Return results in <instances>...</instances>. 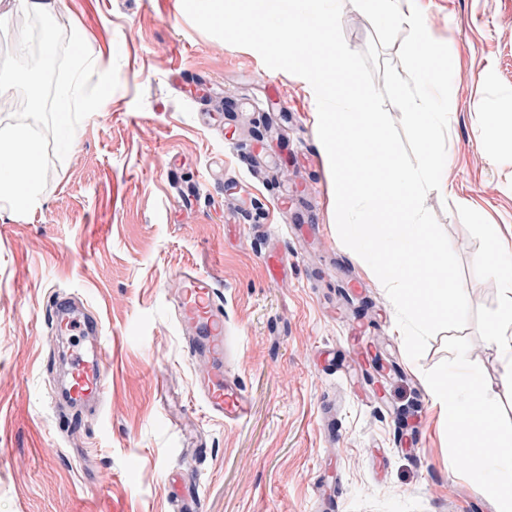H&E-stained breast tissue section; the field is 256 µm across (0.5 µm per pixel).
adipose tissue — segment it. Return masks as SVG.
<instances>
[{
	"label": "adipose tissue",
	"instance_id": "ef3b65f1",
	"mask_svg": "<svg viewBox=\"0 0 512 512\" xmlns=\"http://www.w3.org/2000/svg\"><path fill=\"white\" fill-rule=\"evenodd\" d=\"M379 21L389 27L408 25L421 46L420 67L429 77L442 81L458 70V59L447 57L428 38V25L417 0H383ZM485 247L477 254L479 265L506 273L505 299L493 313L486 343L495 351L502 369V379L512 391V258L502 241L499 225L482 227ZM427 391L433 407L439 411L441 424L447 425L452 447L468 457H481L485 476L483 490L497 499V512H512V427L500 424L491 410L492 400L470 369L467 348H459L453 359V374L446 380L429 381Z\"/></svg>",
	"mask_w": 512,
	"mask_h": 512
}]
</instances>
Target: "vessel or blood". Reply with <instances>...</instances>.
Instances as JSON below:
<instances>
[{
	"label": "vessel or blood",
	"mask_w": 512,
	"mask_h": 512,
	"mask_svg": "<svg viewBox=\"0 0 512 512\" xmlns=\"http://www.w3.org/2000/svg\"><path fill=\"white\" fill-rule=\"evenodd\" d=\"M180 286L177 316L187 332L186 348L191 359L205 360L209 370L197 383L204 414L212 420L240 424L251 410L250 396L229 366L239 355L224 321V304L210 279L196 268L186 266L176 274ZM49 320L65 331L84 332L96 325V316L79 312L66 299L54 301ZM109 368L101 346L75 354L65 393L67 404L77 410L97 405L104 397Z\"/></svg>",
	"instance_id": "1"
}]
</instances>
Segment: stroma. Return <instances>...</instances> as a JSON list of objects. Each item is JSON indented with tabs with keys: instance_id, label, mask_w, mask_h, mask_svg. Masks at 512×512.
Instances as JSON below:
<instances>
[{
	"instance_id": "35a3bbf8",
	"label": "stroma",
	"mask_w": 512,
	"mask_h": 512,
	"mask_svg": "<svg viewBox=\"0 0 512 512\" xmlns=\"http://www.w3.org/2000/svg\"><path fill=\"white\" fill-rule=\"evenodd\" d=\"M459 58L447 191L426 205L460 259L471 307H495L473 271L483 224L512 228V0H421ZM376 0H343L351 49L396 60L408 28ZM118 88L53 161L32 210L0 205V512H174L198 478L202 512H496L465 477L426 382L459 347L486 387L501 367L475 324L411 360L371 268L341 241L315 95L253 49L200 30L182 0H64L54 15ZM198 187L192 203L177 185ZM288 266L272 278L269 253ZM210 276L241 346L240 425L207 419L176 313V272ZM95 313L112 368L100 414L66 428L50 296Z\"/></svg>"
}]
</instances>
